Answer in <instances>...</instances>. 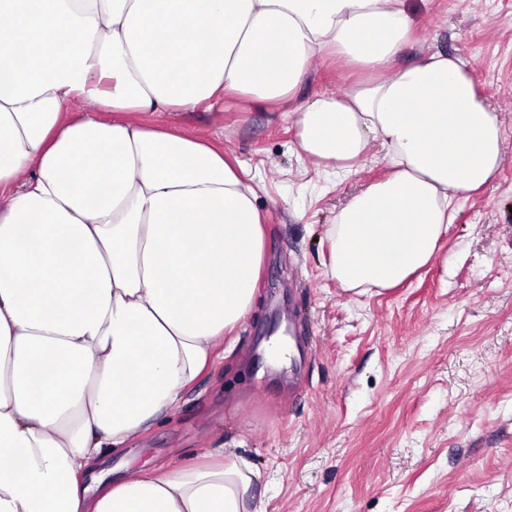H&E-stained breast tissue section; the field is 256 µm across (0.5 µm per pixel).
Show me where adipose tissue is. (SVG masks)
Instances as JSON below:
<instances>
[{
	"mask_svg": "<svg viewBox=\"0 0 512 512\" xmlns=\"http://www.w3.org/2000/svg\"><path fill=\"white\" fill-rule=\"evenodd\" d=\"M414 30L406 0H0V512H259V473L220 447L101 466L177 415L266 262L259 183L163 118L288 104L329 59L360 72L289 117L296 152L337 178L382 146L329 271L394 287L504 162L463 59L400 64Z\"/></svg>",
	"mask_w": 512,
	"mask_h": 512,
	"instance_id": "1",
	"label": "adipose tissue"
}]
</instances>
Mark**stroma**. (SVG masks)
<instances>
[{
    "instance_id": "1",
    "label": "stroma",
    "mask_w": 512,
    "mask_h": 512,
    "mask_svg": "<svg viewBox=\"0 0 512 512\" xmlns=\"http://www.w3.org/2000/svg\"><path fill=\"white\" fill-rule=\"evenodd\" d=\"M409 6L403 62L429 47L469 61L502 125L501 170L460 203L431 264L359 294L329 274V231L383 163L336 180L293 151L290 120L240 99L168 115L261 179L268 258L257 318L113 463L220 446L260 473L262 512H512V0ZM351 80L320 65L295 102Z\"/></svg>"
}]
</instances>
